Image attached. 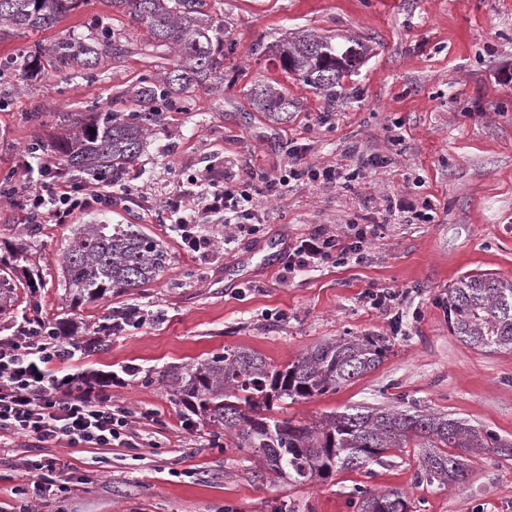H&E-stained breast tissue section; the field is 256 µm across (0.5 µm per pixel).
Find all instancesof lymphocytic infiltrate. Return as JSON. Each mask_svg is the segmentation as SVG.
I'll list each match as a JSON object with an SVG mask.
<instances>
[{
	"label": "lymphocytic infiltrate",
	"instance_id": "obj_1",
	"mask_svg": "<svg viewBox=\"0 0 512 512\" xmlns=\"http://www.w3.org/2000/svg\"><path fill=\"white\" fill-rule=\"evenodd\" d=\"M307 155V145H293L288 152V172L277 178H256L245 166L238 177L225 179L223 187L185 189L183 199L170 204L184 246L192 252L210 247V239L198 231L199 216H223L228 238L246 237L266 221L262 200L279 199L289 181L307 172L316 180L335 181V168L309 169ZM24 169L33 176L28 193L31 223L66 224L75 211L105 201L103 195L84 192L62 179L43 181L46 163L28 160ZM380 231L377 224H354L347 230L319 225L289 244L284 271L292 274L351 259L365 261L367 246ZM85 351V346L40 335L23 324L16 335L0 337V430L32 436L42 443L64 441L90 448L127 442L129 414L113 406L105 387L66 379L51 368L55 362L79 361Z\"/></svg>",
	"mask_w": 512,
	"mask_h": 512
}]
</instances>
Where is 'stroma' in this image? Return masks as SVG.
I'll return each mask as SVG.
<instances>
[{"mask_svg":"<svg viewBox=\"0 0 512 512\" xmlns=\"http://www.w3.org/2000/svg\"><path fill=\"white\" fill-rule=\"evenodd\" d=\"M216 10L224 15L223 91L202 85L176 96L124 188H104L111 205L77 211L71 222L140 225L169 255L149 286L75 311L76 341L97 346L72 371L138 369L112 389L113 404L130 413L135 446L99 451L15 437L0 450V502L33 489L25 461L39 454L69 475L67 492L47 497L40 512H275L283 504L290 512H356L362 488L404 492L408 512H512V459L491 453L472 458L466 480L450 486L419 478L411 445L322 484L260 478L251 451L185 410L166 381L174 368L227 349L283 366L326 340L374 333L390 345L376 370L284 402L276 418L308 423L349 406H411L512 439V350L469 346L453 334L447 310L448 290L465 274L512 278V0H221ZM101 22L135 47L105 73L0 82V179L22 184L26 146L65 135L58 113L119 109V92L170 65L171 52L153 47L147 29L110 0H81L50 29L0 40V64ZM301 29L340 46L361 37L370 47L335 102L256 49ZM269 79L298 102L285 122L249 108L248 89ZM292 141L308 144L311 164L335 166V183L291 181L258 232L228 243L221 222L206 223L199 230L214 249L187 253L168 207L182 183L223 180L246 161L278 176ZM371 153L387 165L363 166ZM404 195L428 222L386 213L387 199ZM71 224L30 225L22 195L0 196V256L21 244L23 264L43 269L36 315L46 322L66 312L56 258ZM320 224L385 230L367 263L283 276L289 242ZM379 288L403 292L399 324L367 304L365 292ZM115 308L137 310L139 323L99 333Z\"/></svg>","mask_w":512,"mask_h":512,"instance_id":"stroma-1","label":"stroma"}]
</instances>
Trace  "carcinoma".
I'll return each instance as SVG.
<instances>
[{
	"label": "carcinoma",
	"instance_id": "carcinoma-1",
	"mask_svg": "<svg viewBox=\"0 0 512 512\" xmlns=\"http://www.w3.org/2000/svg\"><path fill=\"white\" fill-rule=\"evenodd\" d=\"M112 7L146 27L158 46L173 51L172 67L121 92L129 111L96 107L64 112L67 136L38 141L53 169L85 187H122L138 164L148 137L166 125L163 104L193 85L224 82V21L210 0H111ZM78 0H0V39L18 31L55 26ZM344 49L308 29L264 47L280 67L336 101L345 74L358 70L369 52L360 39ZM130 53L102 23L88 37H68L47 46L36 43L0 67V78L42 75V60L72 78L90 79L102 66ZM251 109L286 120L297 109L280 85L257 83L247 92ZM22 251L0 257V312L33 297L42 280L18 267ZM168 255L138 224H77L61 257L65 300L71 307L122 296L157 280ZM448 318L455 335L480 350H512V278L473 272L448 290ZM389 351L379 335L332 339L277 367L247 349L215 353L203 362L169 373L179 403L232 438L235 448L251 450L263 467L261 477L305 484L338 470H360L387 451L413 443L422 449L420 472L452 485L467 478L470 458L492 452L512 457V441L450 414L416 407H350L302 424L271 415L274 406L319 396L369 373ZM400 490L359 491L357 512H407Z\"/></svg>",
	"mask_w": 512,
	"mask_h": 512
}]
</instances>
